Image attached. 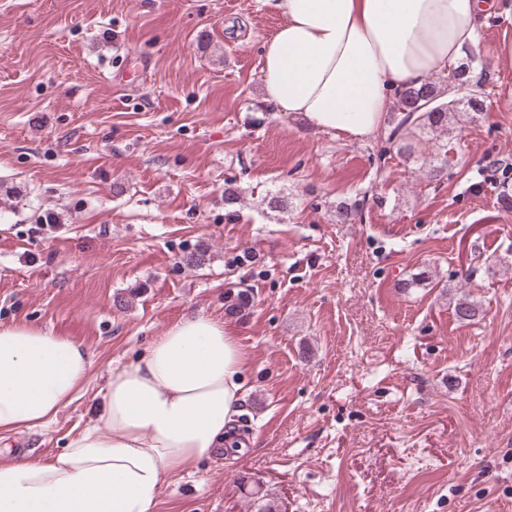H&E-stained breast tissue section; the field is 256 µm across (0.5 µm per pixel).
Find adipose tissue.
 I'll list each match as a JSON object with an SVG mask.
<instances>
[{
	"label": "adipose tissue",
	"mask_w": 512,
	"mask_h": 512,
	"mask_svg": "<svg viewBox=\"0 0 512 512\" xmlns=\"http://www.w3.org/2000/svg\"><path fill=\"white\" fill-rule=\"evenodd\" d=\"M264 98L352 140L382 127L397 87L445 73L474 44L485 0H276ZM81 343L0 325V434L50 422L93 366ZM223 322L198 315L112 367L97 418L52 458L0 466V512H151L168 477L225 447L245 393Z\"/></svg>",
	"instance_id": "1"
}]
</instances>
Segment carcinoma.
<instances>
[{
	"mask_svg": "<svg viewBox=\"0 0 512 512\" xmlns=\"http://www.w3.org/2000/svg\"><path fill=\"white\" fill-rule=\"evenodd\" d=\"M485 82L473 79L470 65L457 61L448 65V72L436 81L420 86L400 87L394 90L393 101L387 112L383 142L379 159L386 161L395 156L413 160L427 167L428 158L448 155V145L438 137L448 133V122L460 107H467L477 117L484 108ZM364 201L356 200L341 205L336 211L338 219L350 223L361 212ZM454 315L461 323H470L480 315L479 304L466 294L454 306Z\"/></svg>",
	"mask_w": 512,
	"mask_h": 512,
	"instance_id": "cac0c4a2",
	"label": "carcinoma"
}]
</instances>
